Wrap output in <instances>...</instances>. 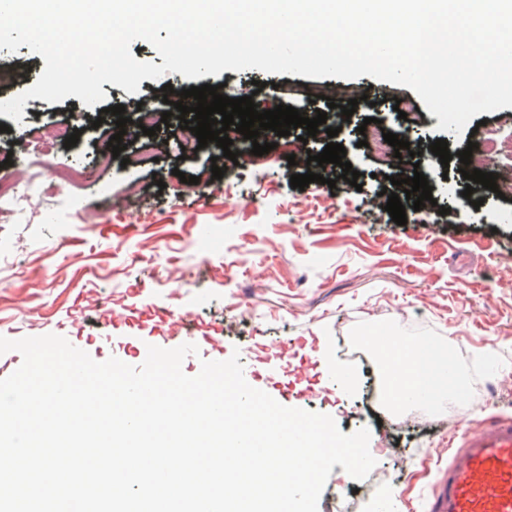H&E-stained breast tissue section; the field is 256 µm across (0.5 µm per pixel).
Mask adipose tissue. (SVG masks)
Instances as JSON below:
<instances>
[{
    "label": "adipose tissue",
    "instance_id": "adipose-tissue-1",
    "mask_svg": "<svg viewBox=\"0 0 512 512\" xmlns=\"http://www.w3.org/2000/svg\"><path fill=\"white\" fill-rule=\"evenodd\" d=\"M368 343L389 364V386L393 402H437L445 398L464 401L462 381L448 371V351L424 340H408L381 329L367 338Z\"/></svg>",
    "mask_w": 512,
    "mask_h": 512
}]
</instances>
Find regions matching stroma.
<instances>
[{
    "mask_svg": "<svg viewBox=\"0 0 512 512\" xmlns=\"http://www.w3.org/2000/svg\"><path fill=\"white\" fill-rule=\"evenodd\" d=\"M219 78L230 92L266 83V97L283 103L306 81L258 69H226ZM360 81L377 85L388 104L379 118L399 136L429 144L443 138L454 153L479 125L474 117L462 135L442 134L438 117L427 113L407 128L394 106L415 92L368 75ZM101 108L74 95L56 103L31 98L21 120L0 117L8 126L0 132V174L21 180L44 168V147L29 138L30 126L69 124L81 132L75 147L54 148L56 171L46 179L38 223L0 222V336L67 338L78 319L86 335H106L110 328L89 312V298L120 306L140 287L139 304L178 305L223 325L227 348L249 351L260 369L273 360L269 340L303 339L305 352L343 361L353 384L339 405L316 394L302 409L331 415L345 434L369 429L377 467L393 473V484L364 512L387 505L425 512L448 464L449 438L487 416H512V187L497 179V191H475L482 204L473 207L457 166L430 157L432 196L451 213L397 225L380 205L393 170L359 147L360 114L337 136L359 173L354 188H291L296 169L287 157L299 145L298 128L268 154L242 152L219 181L211 172L215 148L181 158L170 130L137 167L113 164L78 187L60 171L93 165L109 142ZM184 174L198 184L181 182ZM378 328L446 346L464 379V402L425 410L401 428L390 406L356 411L381 376L380 358L365 341Z\"/></svg>",
    "mask_w": 512,
    "mask_h": 512,
    "instance_id": "35a3bbf8",
    "label": "stroma"
}]
</instances>
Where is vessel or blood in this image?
Returning <instances> with one entry per match:
<instances>
[{
	"instance_id": "1",
	"label": "vessel or blood",
	"mask_w": 512,
	"mask_h": 512,
	"mask_svg": "<svg viewBox=\"0 0 512 512\" xmlns=\"http://www.w3.org/2000/svg\"><path fill=\"white\" fill-rule=\"evenodd\" d=\"M334 103L347 105L357 99L359 109H369L370 98L376 89L359 87L349 91L336 84L327 92ZM150 312L161 315L162 325L154 341L161 346L197 345L199 359L224 360V336L214 332L197 335L192 328L191 311L171 305H150ZM277 372L285 379L280 387H268L254 370L245 364L247 382L267 390L282 405H291L311 395L314 387L309 379L308 366L298 358L295 348L278 342L274 345ZM448 470L435 487L428 512H512V419L501 416L484 418L466 428L457 442L451 443Z\"/></svg>"
}]
</instances>
